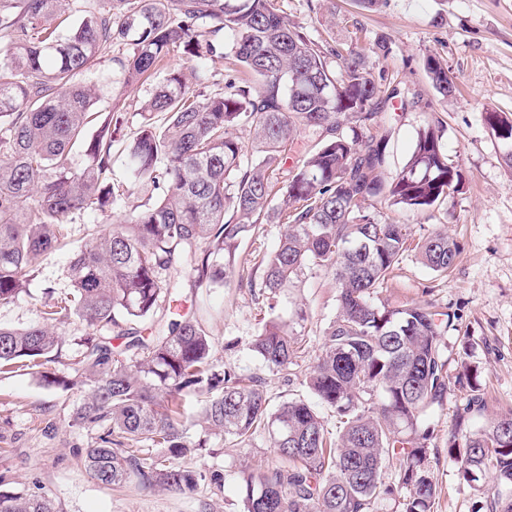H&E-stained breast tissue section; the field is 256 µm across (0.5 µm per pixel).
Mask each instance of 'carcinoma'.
<instances>
[{"label": "carcinoma", "instance_id": "carcinoma-1", "mask_svg": "<svg viewBox=\"0 0 512 512\" xmlns=\"http://www.w3.org/2000/svg\"><path fill=\"white\" fill-rule=\"evenodd\" d=\"M115 44L129 46L116 59L127 87L160 71L175 50L191 65L165 72L127 145L128 193L150 186L161 197L91 234L67 268L71 292L44 311L46 321L75 315L98 331L75 356L90 382L73 415L75 427L95 435L88 473L107 486L182 493L221 482L216 471L179 463L190 450L183 400L193 394L224 441L266 433L284 461L243 477L244 512H375L383 500L398 502L400 512H435L428 411L450 390L442 339L455 315L430 304L391 308L379 288L406 253L443 275L460 248L446 232L417 239L410 225L382 221L368 205L432 208L461 190L463 172L448 158L441 126L429 125L389 174L385 106L400 89L383 86L360 51H349L336 73L331 58L341 53L273 0H0V304L26 290L38 256L64 243L70 217L124 207L110 182L112 129L123 114L104 103L109 83L78 80ZM216 54L229 60L224 87L203 97L200 61ZM425 70L443 98L455 96L438 60L427 58ZM485 122L508 146L512 168V114L490 111ZM302 128L320 131L319 139L282 185ZM246 135L257 154L250 161ZM77 145L85 147L83 167L72 161ZM261 224L282 227L278 246L261 259L260 281L250 283L269 310L306 271H333L338 311L306 385L339 418L335 438L308 402L289 400L272 412L261 378L213 370L212 338L196 317L160 319L147 336L122 327L165 308L178 289L174 271L228 283L241 240ZM260 324L251 350L271 370L297 364L305 346L290 324ZM59 347L45 324L0 326V370L48 361ZM462 376L470 398L448 432V454L476 497L472 512H512V412L468 428L481 384L466 365ZM144 444L166 453L149 455ZM389 466L396 478L387 483ZM0 512L60 510L45 495L0 490Z\"/></svg>", "mask_w": 512, "mask_h": 512}]
</instances>
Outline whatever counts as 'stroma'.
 Masks as SVG:
<instances>
[{
	"mask_svg": "<svg viewBox=\"0 0 512 512\" xmlns=\"http://www.w3.org/2000/svg\"><path fill=\"white\" fill-rule=\"evenodd\" d=\"M281 13L304 25L318 41L344 51L369 52L375 77L415 93L417 103L393 100L387 112L394 122L392 171L407 160L417 131L442 122V142L465 177L461 192L434 208L406 213L384 203L373 212L410 225L415 236L444 231L456 239L461 253L447 276L422 266L414 255L403 256L395 278L380 291L389 306L431 303L455 314L446 332L449 351L469 349V361L480 372L482 402L469 418L470 427L512 411V169L503 160L504 144L484 121L489 111L512 113V0H385L375 11L355 0H274ZM390 40L387 55L371 54L377 36ZM447 67L460 90L444 99L431 86L424 69L427 57ZM157 83L149 78L118 97L124 111L122 127L113 135L112 180L127 178L125 147L142 121L138 113ZM108 230L100 215H74L66 246L39 256L31 267L26 293L0 305V325L24 328L40 323L44 305L68 291L67 266L87 240V228ZM277 224L261 225L238 248L232 277L226 286L181 277L184 309L202 319L216 345L215 370L226 368L261 377L271 408L308 397L307 373L323 346V331L337 312V288L332 272H305L282 292L276 313L303 338L307 353L287 373L269 370L250 350L266 304L252 281L261 269L259 250H272L280 236ZM62 355L48 363L49 371L70 380V387L46 385L35 370L0 373V489L46 494L61 512H243L242 477L267 470L280 460L267 435L239 445L190 426L191 440L207 442L204 452L188 453L185 466L219 471L221 484L202 482L186 495L134 484L110 487L93 479L84 467L83 450L91 435L72 425V412L89 391L78 383L74 353L87 328L78 319L56 325ZM469 399L467 389L452 386L429 416L435 427L431 444L434 476L441 490L437 512H471L474 495L460 484L457 465L448 456V431Z\"/></svg>",
	"mask_w": 512,
	"mask_h": 512,
	"instance_id": "obj_1",
	"label": "stroma"
}]
</instances>
